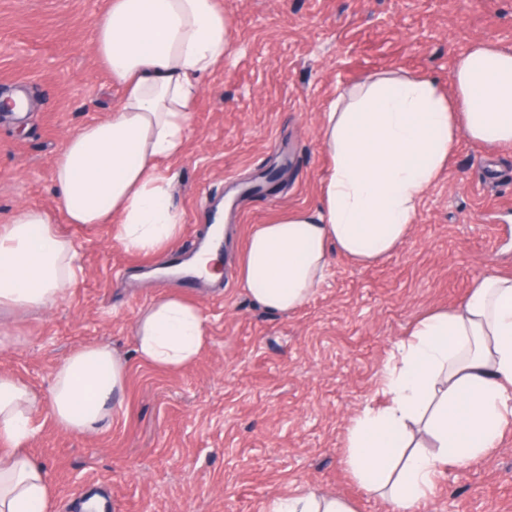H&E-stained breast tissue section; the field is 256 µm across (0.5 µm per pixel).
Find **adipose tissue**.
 <instances>
[{"mask_svg":"<svg viewBox=\"0 0 512 512\" xmlns=\"http://www.w3.org/2000/svg\"><path fill=\"white\" fill-rule=\"evenodd\" d=\"M217 0H108L92 47L124 92L108 117L69 133L53 163L57 209L18 206L0 225V315L57 304L84 268L61 224L108 225L125 250L162 258L178 239L173 174L191 136L202 81L231 52ZM452 93L425 75H379L343 89L325 114L332 166L311 209L257 224L238 278L266 311L287 315L326 280L330 254L368 266L409 239L426 191L460 136L512 145V46L478 41L461 54ZM210 337L201 307L164 294L135 323L139 361L176 371ZM129 374L108 344L71 352L52 373L50 398L0 372V512H54L56 488L24 448L43 408L60 429L96 432L116 415ZM383 403L351 422L345 465L392 512H413L443 469L487 454L512 425V277L478 278L457 306L431 311L399 342L380 382ZM263 512H355L339 496L303 491Z\"/></svg>","mask_w":512,"mask_h":512,"instance_id":"ef3b65f1","label":"adipose tissue"}]
</instances>
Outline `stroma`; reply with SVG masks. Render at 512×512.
Returning a JSON list of instances; mask_svg holds the SVG:
<instances>
[{
	"instance_id": "stroma-1",
	"label": "stroma",
	"mask_w": 512,
	"mask_h": 512,
	"mask_svg": "<svg viewBox=\"0 0 512 512\" xmlns=\"http://www.w3.org/2000/svg\"><path fill=\"white\" fill-rule=\"evenodd\" d=\"M232 52L204 81L172 204L175 251L190 254L223 206L220 280L146 277L155 259L126 251L107 225H62L83 280L52 307L6 320L0 371L48 394L54 367L82 346L129 361L119 417L97 433L58 429L43 411L26 448L57 489L54 512H79L78 492L105 512H262L272 496L315 490L355 512H390L344 464L352 418L381 401L395 345L426 311L460 304L487 271L512 275V148L460 137L426 193L412 234L368 266L332 254L310 300L282 316L254 305L237 278L254 225L315 206L332 164L324 114L340 89L380 72L427 74L449 86L476 41L512 45V0H218ZM107 0H0V97L23 94V116L0 112V224L21 204L55 208L52 161L66 135L107 117L121 87L92 49ZM283 169L275 188L260 174ZM176 291L195 300L211 340L178 372L134 353L139 311ZM416 512H512V430L465 466L448 467Z\"/></svg>"
}]
</instances>
